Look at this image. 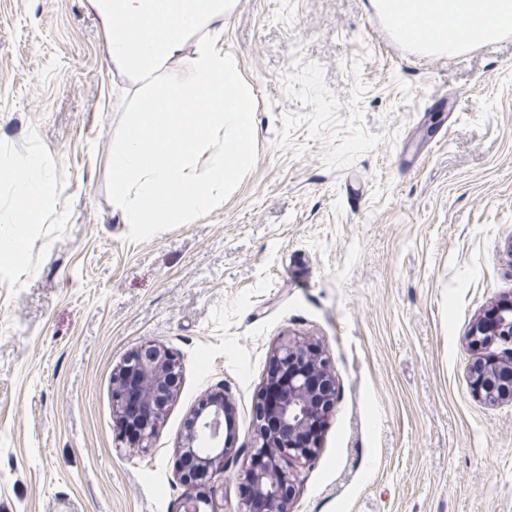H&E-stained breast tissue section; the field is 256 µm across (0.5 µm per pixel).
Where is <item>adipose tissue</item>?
Segmentation results:
<instances>
[{
	"instance_id": "ef3b65f1",
	"label": "adipose tissue",
	"mask_w": 512,
	"mask_h": 512,
	"mask_svg": "<svg viewBox=\"0 0 512 512\" xmlns=\"http://www.w3.org/2000/svg\"><path fill=\"white\" fill-rule=\"evenodd\" d=\"M102 23L114 70L132 75L148 96L134 110L133 132L112 155V204L127 224H174L208 208L213 192L253 158V89L218 50L224 20L238 0H87ZM399 19L413 39L455 53L460 44L512 28V0H404ZM193 53H186L188 40ZM181 62L173 70V62ZM223 139L207 174L195 157ZM32 156L14 181L21 202L46 200L57 181ZM161 204L145 210L146 200Z\"/></svg>"
}]
</instances>
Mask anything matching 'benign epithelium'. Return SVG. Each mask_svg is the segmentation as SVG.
Instances as JSON below:
<instances>
[{
	"mask_svg": "<svg viewBox=\"0 0 512 512\" xmlns=\"http://www.w3.org/2000/svg\"><path fill=\"white\" fill-rule=\"evenodd\" d=\"M469 344L481 347L494 342L512 343V299L499 301L488 317L475 319ZM271 360L283 369L276 402L262 401L263 381L255 405L253 451L266 456L265 469L248 471L251 495L263 512H289L296 491L292 460H311L320 447L321 432L335 402V381L323 350L289 336L275 345ZM471 390L485 403L512 401V351L475 362L469 370ZM180 364L167 349L148 345L130 354L114 369L112 403L119 424L120 442L128 448L151 447L158 424L177 392ZM229 396L207 397L192 414L180 436L176 474L187 486L182 512H223L212 495L210 483L224 471V460L233 451L221 435L231 424Z\"/></svg>",
	"mask_w": 512,
	"mask_h": 512,
	"instance_id": "1",
	"label": "benign epithelium"
}]
</instances>
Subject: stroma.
<instances>
[{
	"label": "stroma",
	"instance_id": "stroma-1",
	"mask_svg": "<svg viewBox=\"0 0 512 512\" xmlns=\"http://www.w3.org/2000/svg\"><path fill=\"white\" fill-rule=\"evenodd\" d=\"M85 0H0V210L40 155L59 182L0 259V512H179L188 418L230 392L243 512L270 351L320 344L336 403L292 512H512V403L467 340L512 298V39L420 59L370 0H238L218 48L254 91L253 162L179 224L123 223L112 152L139 91ZM181 364L147 451L116 445L112 374ZM471 390L484 403L512 401V350L475 362L469 370Z\"/></svg>",
	"mask_w": 512,
	"mask_h": 512
}]
</instances>
